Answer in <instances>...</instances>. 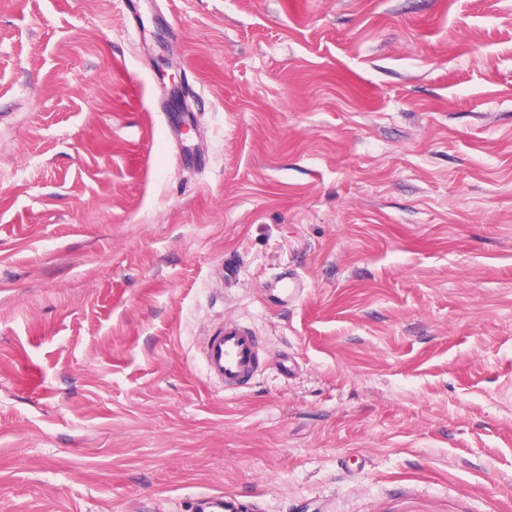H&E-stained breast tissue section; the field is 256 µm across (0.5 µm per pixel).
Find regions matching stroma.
Returning <instances> with one entry per match:
<instances>
[{
  "label": "stroma",
  "instance_id": "1",
  "mask_svg": "<svg viewBox=\"0 0 512 512\" xmlns=\"http://www.w3.org/2000/svg\"><path fill=\"white\" fill-rule=\"evenodd\" d=\"M209 490L512 512V0H0V512ZM265 292L281 300L282 298L288 300L300 297L304 292V288H302L300 283L293 281L290 277H279L270 282ZM201 350L206 377L224 389L247 385L259 371V341L237 323L224 324L206 336Z\"/></svg>",
  "mask_w": 512,
  "mask_h": 512
}]
</instances>
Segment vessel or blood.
<instances>
[{
    "label": "vessel or blood",
    "mask_w": 512,
    "mask_h": 512,
    "mask_svg": "<svg viewBox=\"0 0 512 512\" xmlns=\"http://www.w3.org/2000/svg\"><path fill=\"white\" fill-rule=\"evenodd\" d=\"M268 295L291 299L302 295L300 283L288 277L270 282ZM205 375L225 389L247 385L260 368V344L246 327L227 323L214 334L205 337L202 347ZM192 512H266L262 499L242 502L237 495L217 491L201 494L191 506Z\"/></svg>",
    "instance_id": "1"
}]
</instances>
